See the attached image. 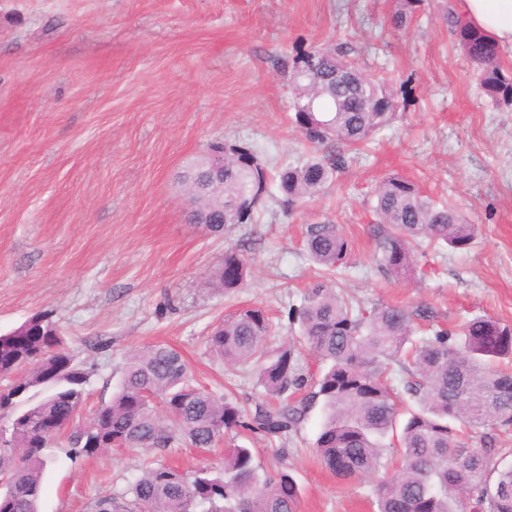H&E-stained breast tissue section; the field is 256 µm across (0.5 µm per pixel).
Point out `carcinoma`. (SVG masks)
<instances>
[{
  "label": "carcinoma",
  "instance_id": "1",
  "mask_svg": "<svg viewBox=\"0 0 512 512\" xmlns=\"http://www.w3.org/2000/svg\"><path fill=\"white\" fill-rule=\"evenodd\" d=\"M405 11L392 24L406 25L424 0H402ZM444 20L460 50L475 65L484 94L512 106V79L500 63L501 50L469 27L448 2ZM340 47L299 48L271 59L290 94L291 120L314 145L309 157L290 161L277 172L280 203L288 209L314 198L348 158L342 147L356 146L392 120L393 94L383 82L364 75ZM198 157L181 172L193 183L187 220L209 223L219 233L230 224H253L270 192L260 151L244 141H224V167ZM373 225L381 259L390 278L413 274L421 243L470 247L474 225L453 206H440L411 180L386 176L375 190ZM307 250L327 269L345 264L350 244L335 224H312ZM249 267L240 250L224 252V268L208 286L226 293L242 287ZM20 336L0 335V512H38L47 459L44 450L66 436L68 454L85 457L107 449L210 448L240 433L286 442L313 404L322 403L324 420L315 441L321 462L339 479L375 475L399 457L397 473L376 484L377 512H460L469 496L470 512H512V464L492 455L491 422L512 425V327L490 317H474L448 329L431 326L417 335V321L433 320L427 306L414 310L383 303L353 306L321 280L309 286L301 303L289 308L298 335L274 351L266 337L272 323L257 306L224 318L208 337L211 352L247 366L265 399L243 410L231 399L205 392L190 382L181 354L163 344L147 346L127 360L112 398L88 420L68 426L85 396L90 371L75 361L54 321L40 315ZM317 359L312 372L300 350ZM32 390L46 395L34 401ZM405 394L409 407L401 405ZM473 433L482 446L471 448ZM301 497L288 451L280 449L271 469L254 462L250 448L226 450L220 469L182 473L160 463L142 468L122 492L97 499L93 512H297Z\"/></svg>",
  "mask_w": 512,
  "mask_h": 512
}]
</instances>
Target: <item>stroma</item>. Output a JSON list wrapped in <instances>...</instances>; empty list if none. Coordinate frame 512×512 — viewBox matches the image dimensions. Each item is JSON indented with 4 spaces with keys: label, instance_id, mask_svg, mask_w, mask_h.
Masks as SVG:
<instances>
[{
    "label": "stroma",
    "instance_id": "1",
    "mask_svg": "<svg viewBox=\"0 0 512 512\" xmlns=\"http://www.w3.org/2000/svg\"><path fill=\"white\" fill-rule=\"evenodd\" d=\"M444 6L426 0L398 30L400 0H0V334L51 314L91 372L77 421L111 399L132 351L157 343L178 350L199 385L252 407L263 393L255 374L210 355L207 336L249 306L275 323L268 348L295 336L288 308L323 274L306 229L324 221L351 243L336 278L363 305L512 326V108L483 94ZM338 42L391 85L390 124L294 211L274 190L256 223L220 234L187 223L178 176L213 140L251 142L273 173L307 157L269 59ZM391 173L462 211L471 248L432 245L410 279L385 276L371 228L374 189ZM240 246L244 288H207ZM322 419L313 409L284 445L298 512H374L375 477L340 480L320 463ZM225 448H111L75 461L47 449L39 512H91L152 461L222 467Z\"/></svg>",
    "mask_w": 512,
    "mask_h": 512
}]
</instances>
